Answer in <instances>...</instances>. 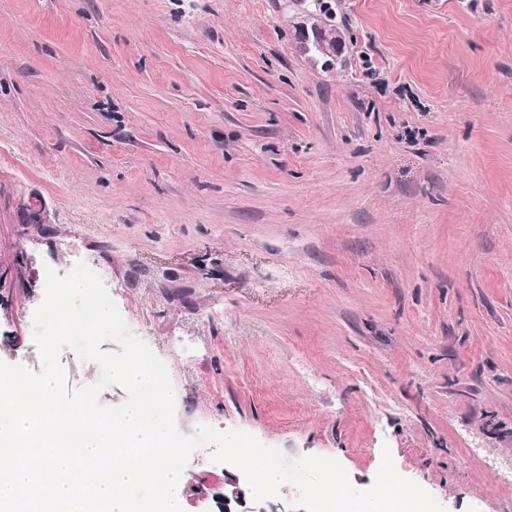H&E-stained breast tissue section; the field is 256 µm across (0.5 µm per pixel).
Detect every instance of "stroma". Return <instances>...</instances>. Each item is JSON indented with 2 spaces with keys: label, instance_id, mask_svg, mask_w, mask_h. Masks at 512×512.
Returning <instances> with one entry per match:
<instances>
[{
  "label": "stroma",
  "instance_id": "1",
  "mask_svg": "<svg viewBox=\"0 0 512 512\" xmlns=\"http://www.w3.org/2000/svg\"><path fill=\"white\" fill-rule=\"evenodd\" d=\"M0 0V361L106 272L178 429L512 512V0ZM184 512H222L206 450ZM333 30L335 29L329 28L327 35L340 40L339 35H335ZM336 40L333 41L326 38L316 25L310 28V32L305 25L299 28L298 47L304 54H311L312 57H319L331 63L337 61L341 56V44L336 42Z\"/></svg>",
  "mask_w": 512,
  "mask_h": 512
}]
</instances>
